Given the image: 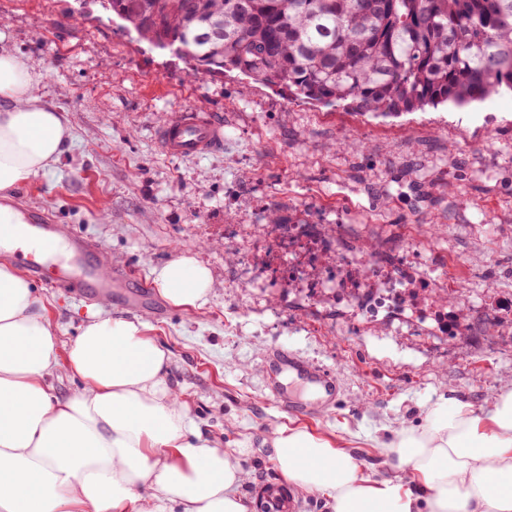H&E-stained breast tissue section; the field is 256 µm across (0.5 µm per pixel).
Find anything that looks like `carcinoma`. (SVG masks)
I'll use <instances>...</instances> for the list:
<instances>
[{
	"mask_svg": "<svg viewBox=\"0 0 512 512\" xmlns=\"http://www.w3.org/2000/svg\"><path fill=\"white\" fill-rule=\"evenodd\" d=\"M158 49L296 98L401 114L512 93V0H102ZM160 14L165 30L138 24ZM221 24L224 36L211 34Z\"/></svg>",
	"mask_w": 512,
	"mask_h": 512,
	"instance_id": "carcinoma-1",
	"label": "carcinoma"
}]
</instances>
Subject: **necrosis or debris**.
<instances>
[{
    "label": "necrosis or debris",
    "instance_id": "obj_1",
    "mask_svg": "<svg viewBox=\"0 0 512 512\" xmlns=\"http://www.w3.org/2000/svg\"><path fill=\"white\" fill-rule=\"evenodd\" d=\"M355 227L346 214L335 223L323 224L313 216L279 227V253L273 262L279 278L310 289L314 295L343 294L353 289L351 304L381 308L390 304L403 288H444L449 271L465 272L461 258L449 256L446 264L434 263L442 244L454 243L457 226H449L442 240L417 235L412 225L396 234L393 254L361 248L342 249L340 239L349 237Z\"/></svg>",
    "mask_w": 512,
    "mask_h": 512
}]
</instances>
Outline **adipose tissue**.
I'll list each match as a JSON object with an SVG mask.
<instances>
[{
	"instance_id": "adipose-tissue-1",
	"label": "adipose tissue",
	"mask_w": 512,
	"mask_h": 512,
	"mask_svg": "<svg viewBox=\"0 0 512 512\" xmlns=\"http://www.w3.org/2000/svg\"><path fill=\"white\" fill-rule=\"evenodd\" d=\"M41 72L0 49V196L60 160L71 128L37 94ZM173 306L198 308L210 270L179 254L153 269ZM168 351L138 321L92 316L60 348L35 284L0 263V512H250L233 450L197 425L169 380ZM82 387L58 393L60 367ZM274 459L299 488L327 492L333 512H512V391L484 416L446 398L391 446L401 475L360 476L350 451L278 427Z\"/></svg>"
}]
</instances>
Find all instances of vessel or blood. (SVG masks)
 <instances>
[{
    "label": "vessel or blood",
    "mask_w": 512,
    "mask_h": 512,
    "mask_svg": "<svg viewBox=\"0 0 512 512\" xmlns=\"http://www.w3.org/2000/svg\"><path fill=\"white\" fill-rule=\"evenodd\" d=\"M158 141L163 150L175 157H199L214 151L224 142V126L212 120L205 113L195 110L176 111L168 114L157 130ZM16 232L24 238H35L47 245L63 243L67 252L72 253V269L60 271L58 281L74 293L84 296L90 293L108 292L115 288H125L130 278L125 271L110 274L98 272L87 256L90 248L79 236L52 223L41 214L25 213L23 222L17 225ZM274 357L281 371L296 375L303 384L319 387L325 399L337 398L341 385L334 377L312 370L296 354L279 349Z\"/></svg>",
    "instance_id": "obj_1"
}]
</instances>
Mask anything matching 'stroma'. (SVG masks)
<instances>
[{"label": "stroma", "mask_w": 512, "mask_h": 512, "mask_svg": "<svg viewBox=\"0 0 512 512\" xmlns=\"http://www.w3.org/2000/svg\"><path fill=\"white\" fill-rule=\"evenodd\" d=\"M0 19L9 25L0 45L48 72L39 94L64 107L73 135L56 168L14 201L131 275V288L105 302L37 279L57 335L72 342L103 303L146 324L171 354L169 376L189 414L240 449L246 498L284 480L269 439L276 427L337 441L362 474L392 477L397 462L379 446L395 428L423 423L449 392L479 415L512 390V94L374 116L297 100L237 71L193 73L138 41L99 0H0ZM184 109L225 123L234 138L205 156L167 155L157 126ZM340 210L428 237L481 220L499 225V243L463 236L466 273L444 288L406 289L373 317L342 297L311 299L285 281L258 288L237 277L239 244L225 239V224L301 211L332 224ZM180 251L212 272L202 307H174L153 283L152 269ZM409 312L420 331H398ZM276 347L337 378L340 401L312 416L282 410L267 387Z\"/></svg>", "instance_id": "1"}]
</instances>
